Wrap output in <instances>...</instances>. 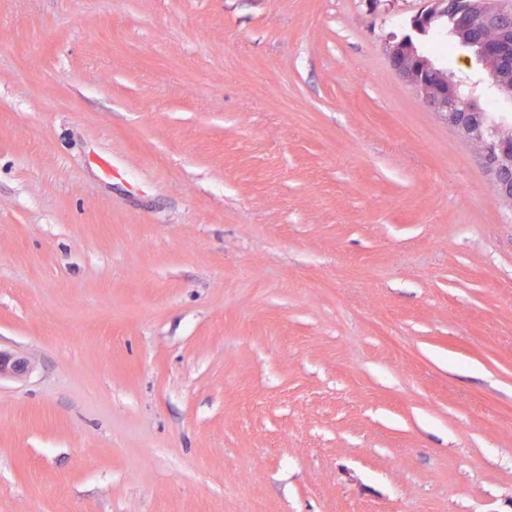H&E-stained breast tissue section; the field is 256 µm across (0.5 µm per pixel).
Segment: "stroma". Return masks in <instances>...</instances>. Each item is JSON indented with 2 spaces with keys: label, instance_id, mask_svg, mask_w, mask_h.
Returning a JSON list of instances; mask_svg holds the SVG:
<instances>
[{
  "label": "stroma",
  "instance_id": "obj_1",
  "mask_svg": "<svg viewBox=\"0 0 512 512\" xmlns=\"http://www.w3.org/2000/svg\"><path fill=\"white\" fill-rule=\"evenodd\" d=\"M420 3L0 0V512H512V206ZM407 40H388L385 42L384 53L393 71L409 86L422 103L436 112L448 125L461 136L470 139L471 113L459 112L455 108V89L442 87L439 89L433 81L416 70L404 68L395 64L407 51L404 45Z\"/></svg>",
  "mask_w": 512,
  "mask_h": 512
}]
</instances>
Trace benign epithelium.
Returning <instances> with one entry per match:
<instances>
[{"mask_svg":"<svg viewBox=\"0 0 512 512\" xmlns=\"http://www.w3.org/2000/svg\"><path fill=\"white\" fill-rule=\"evenodd\" d=\"M452 12L457 30L471 34L473 43L481 46L483 54L500 60L498 89L512 95V12L497 6L493 0H429L413 16L411 31L420 33V25L428 16ZM407 40H390L384 53L393 71L409 86L422 103L436 112L461 136L469 139L471 113L455 108V89L438 88L433 81L413 69L396 64L406 52ZM492 190L512 206V142L499 139L486 143L480 150ZM24 360L0 350V379L24 373Z\"/></svg>","mask_w":512,"mask_h":512,"instance_id":"1","label":"benign epithelium"}]
</instances>
